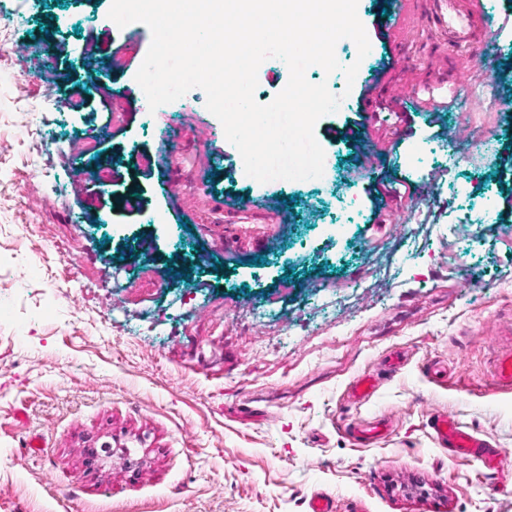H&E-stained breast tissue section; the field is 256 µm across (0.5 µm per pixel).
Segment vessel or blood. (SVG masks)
Wrapping results in <instances>:
<instances>
[{
    "label": "vessel or blood",
    "instance_id": "1",
    "mask_svg": "<svg viewBox=\"0 0 512 512\" xmlns=\"http://www.w3.org/2000/svg\"><path fill=\"white\" fill-rule=\"evenodd\" d=\"M399 10H413L434 34L437 59L451 75L476 73L480 81H487L488 74L479 65L473 53L491 44L492 23L481 0H399ZM490 375L495 385L503 390L512 389V336L503 340L490 363ZM374 374L365 373L354 378L348 396L357 403L368 402L376 393ZM436 439L442 446L454 449L463 461L478 460L489 468H499L505 453L492 447L484 438L464 430L451 415L439 414L433 419ZM390 430L389 422L382 417L355 423L350 433L361 445L378 441Z\"/></svg>",
    "mask_w": 512,
    "mask_h": 512
}]
</instances>
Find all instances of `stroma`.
Instances as JSON below:
<instances>
[{
    "mask_svg": "<svg viewBox=\"0 0 512 512\" xmlns=\"http://www.w3.org/2000/svg\"><path fill=\"white\" fill-rule=\"evenodd\" d=\"M482 3L512 100V0ZM111 4L0 0V512H307L320 489L342 512H512V392L487 375L512 325V107L467 109L459 79L430 68V30L408 38L394 15L379 35L377 0H358L367 56L344 38L340 71H306L346 96L315 125L325 178L261 183L202 89L149 110L135 74L151 32L127 45ZM48 18L68 51L41 68ZM121 47L122 70L101 65ZM391 58L411 104L451 96L452 111L403 124L382 90L367 104L380 129L341 140ZM74 84L77 109L61 102ZM165 131L180 138L170 168L150 162ZM370 152L368 178L350 174ZM88 167L97 182L79 179ZM381 178L404 194L377 195ZM132 183L137 206L115 211ZM243 199L270 218L249 247L224 230ZM488 205L498 222H472ZM395 351L405 364L382 370ZM372 371L375 395L349 403ZM442 411L505 450L501 472L437 444ZM375 416L391 434L357 445L347 425ZM374 373H365L354 378L348 389V396L356 403L368 402L377 391V384Z\"/></svg>",
    "mask_w": 512,
    "mask_h": 512,
    "instance_id": "35a3bbf8",
    "label": "stroma"
}]
</instances>
